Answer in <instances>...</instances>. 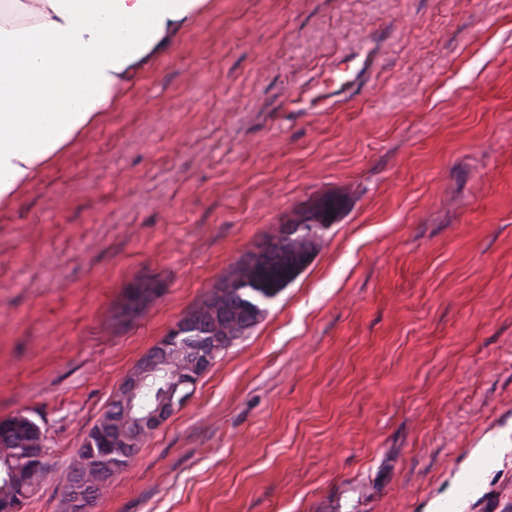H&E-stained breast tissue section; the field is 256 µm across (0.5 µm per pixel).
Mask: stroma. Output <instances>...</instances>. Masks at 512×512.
Segmentation results:
<instances>
[{
    "instance_id": "stroma-1",
    "label": "stroma",
    "mask_w": 512,
    "mask_h": 512,
    "mask_svg": "<svg viewBox=\"0 0 512 512\" xmlns=\"http://www.w3.org/2000/svg\"><path fill=\"white\" fill-rule=\"evenodd\" d=\"M328 197L91 512H512V0H214L0 210V417L51 463L22 512H65L127 374ZM332 198H327L320 201L314 208V211H317L313 216L320 217V222L317 224H291L288 225L287 229L281 234L278 238V243L286 248L288 247V243L293 242L295 239H310L317 235V231L320 229L318 224H325L329 218L330 214V206L332 204ZM335 216V214H334ZM334 216L331 218V221L327 224L333 223ZM324 226V227H325Z\"/></svg>"
}]
</instances>
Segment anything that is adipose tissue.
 Segmentation results:
<instances>
[{"mask_svg":"<svg viewBox=\"0 0 512 512\" xmlns=\"http://www.w3.org/2000/svg\"><path fill=\"white\" fill-rule=\"evenodd\" d=\"M212 0H0V210L96 126Z\"/></svg>","mask_w":512,"mask_h":512,"instance_id":"ef3b65f1","label":"adipose tissue"}]
</instances>
